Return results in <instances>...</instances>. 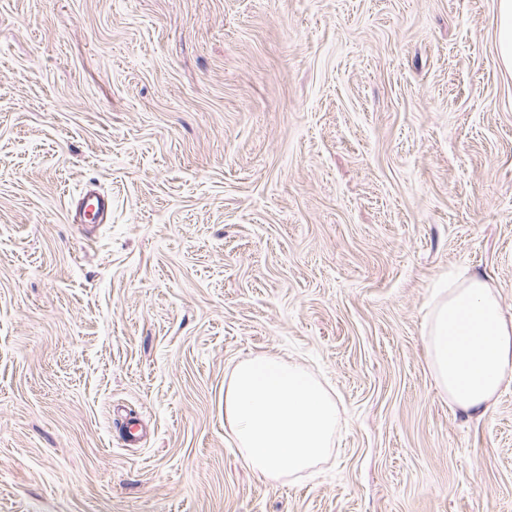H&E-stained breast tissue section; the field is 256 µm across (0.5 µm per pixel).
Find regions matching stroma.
<instances>
[{"mask_svg": "<svg viewBox=\"0 0 512 512\" xmlns=\"http://www.w3.org/2000/svg\"><path fill=\"white\" fill-rule=\"evenodd\" d=\"M498 2L0 0V512H512V383L424 338L457 270L512 315ZM261 353L336 401L304 475L224 427ZM112 209V200L95 191H87L76 206L74 221L82 224L86 221H102L104 215Z\"/></svg>", "mask_w": 512, "mask_h": 512, "instance_id": "obj_1", "label": "stroma"}]
</instances>
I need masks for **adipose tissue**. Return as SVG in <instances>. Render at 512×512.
<instances>
[{
	"mask_svg": "<svg viewBox=\"0 0 512 512\" xmlns=\"http://www.w3.org/2000/svg\"><path fill=\"white\" fill-rule=\"evenodd\" d=\"M425 338L439 390L463 413L484 415L512 381V318L477 276L460 271L437 289ZM338 421L324 385L276 354L241 359L224 384V425L247 467L267 480L302 474L327 457Z\"/></svg>",
	"mask_w": 512,
	"mask_h": 512,
	"instance_id": "adipose-tissue-1",
	"label": "adipose tissue"
}]
</instances>
